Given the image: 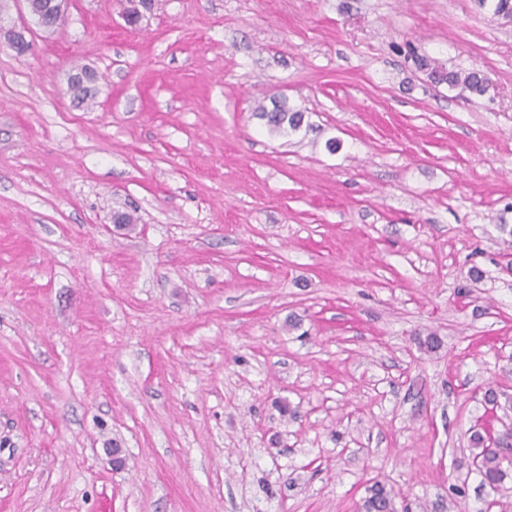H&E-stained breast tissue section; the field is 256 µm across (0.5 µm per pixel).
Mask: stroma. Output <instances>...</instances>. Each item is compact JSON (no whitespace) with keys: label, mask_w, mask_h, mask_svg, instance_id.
Returning <instances> with one entry per match:
<instances>
[{"label":"stroma","mask_w":512,"mask_h":512,"mask_svg":"<svg viewBox=\"0 0 512 512\" xmlns=\"http://www.w3.org/2000/svg\"><path fill=\"white\" fill-rule=\"evenodd\" d=\"M123 4L69 0L24 55L0 14V512H359L377 481L512 512L469 447L512 393V20ZM281 98L289 136L258 115ZM419 69L428 72V76L436 84H446L449 89L461 88L471 96H483L489 90L490 79L480 70L457 71L446 69L441 64L426 57L417 58Z\"/></svg>","instance_id":"1"}]
</instances>
